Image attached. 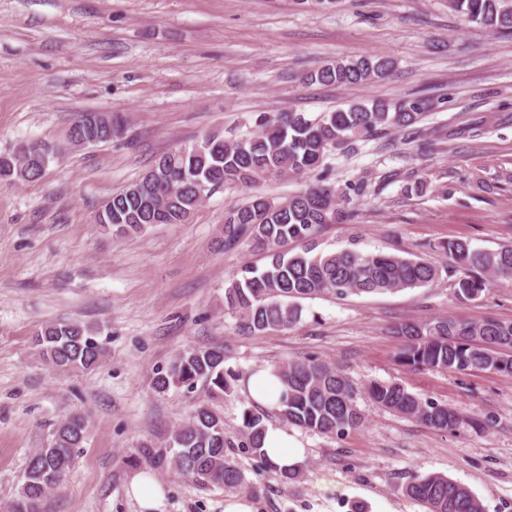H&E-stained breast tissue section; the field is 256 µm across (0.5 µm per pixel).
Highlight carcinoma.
Returning a JSON list of instances; mask_svg holds the SVG:
<instances>
[{
	"label": "carcinoma",
	"mask_w": 512,
	"mask_h": 512,
	"mask_svg": "<svg viewBox=\"0 0 512 512\" xmlns=\"http://www.w3.org/2000/svg\"><path fill=\"white\" fill-rule=\"evenodd\" d=\"M448 8L467 23L491 32L512 34V0H448ZM394 68L387 59H338L305 72L309 84H362L386 78ZM428 97L357 102L310 117L304 112H260L249 136L226 137L214 130L189 148L160 155L140 177L112 196V226L116 234L143 232L151 224H182L193 215L205 196L229 184L254 187L284 176L301 177L317 170L326 153L355 142L404 133L421 153L432 143L414 125L433 108ZM12 177L34 181L42 166L28 157H10ZM364 183L338 189L322 176L305 190L281 201L256 193L224 213V246L242 239L266 253L270 262L262 269L246 267L240 279L224 289V305L241 318L249 333L293 325L300 318L297 300L351 294L387 293L434 283L438 266L419 257L352 250L319 251L316 238L325 224H348L357 214L352 197L361 196ZM290 241L304 242L300 253L285 250ZM453 271L454 296L461 302L482 298L503 283H512V245L497 250H477L466 241L441 245ZM404 338L398 360L414 370L512 373V321L488 317L464 322L450 315L430 316L394 326ZM39 356L61 371L89 370L103 359L105 349L94 332L72 322H51L35 338ZM224 347L192 348L154 372L158 392L170 387L188 392L202 384L212 396L231 391L244 374L224 368ZM282 384L280 415L289 424L340 437L363 424L355 398L357 385L335 367L309 357L274 368ZM381 406L438 430L453 431L468 425L483 429L485 420L465 418L433 400L422 399L398 383L373 382L367 388ZM80 415L63 421L49 443L32 455L15 512H35L41 498L60 481L71 462L72 449L83 440ZM266 424L253 410L243 415V441L262 461ZM224 419L207 406L196 408L188 422L173 428L154 458L171 462L186 478L214 482L228 489L244 484L241 470L229 457ZM406 495L426 512H485L479 499L464 485L441 475L412 479Z\"/></svg>",
	"instance_id": "carcinoma-1"
}]
</instances>
